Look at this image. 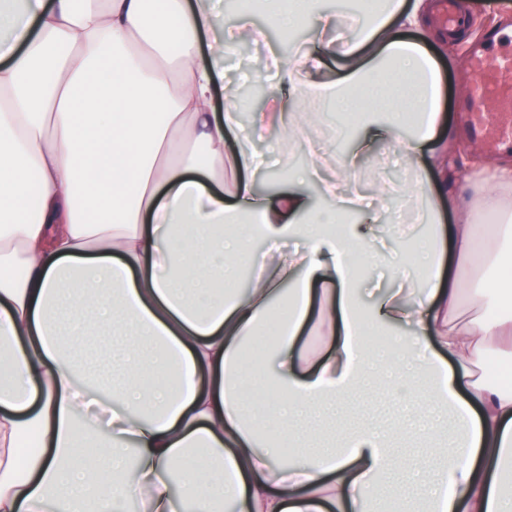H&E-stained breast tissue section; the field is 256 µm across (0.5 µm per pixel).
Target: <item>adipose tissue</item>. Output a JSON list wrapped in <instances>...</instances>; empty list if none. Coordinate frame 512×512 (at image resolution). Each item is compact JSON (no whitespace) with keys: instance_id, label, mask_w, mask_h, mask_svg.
<instances>
[{"instance_id":"1","label":"adipose tissue","mask_w":512,"mask_h":512,"mask_svg":"<svg viewBox=\"0 0 512 512\" xmlns=\"http://www.w3.org/2000/svg\"><path fill=\"white\" fill-rule=\"evenodd\" d=\"M433 7L385 0L370 23L349 15L359 36L335 81L312 85L336 112L364 116L322 186L332 212L301 173L259 194L249 174L262 157L229 145L244 135L239 111L214 100L225 57L242 36H264L249 14L221 29L215 0H0V512H116L127 500L181 512L175 473L196 512H370L383 485L407 488L416 454L395 456L374 427L321 449L309 419L345 407L373 371L386 398L410 396L412 419L446 408L459 424L425 476L428 512H512V386L484 374L512 358V313L486 318L498 290L467 271L477 258L498 264L512 239V160L473 159L468 205L438 182L414 288L370 305L357 284L381 251L378 210L338 193L384 140L411 160L429 151L447 173L457 143L436 137L443 79L423 26ZM327 66L323 50L273 55L269 70L292 90L252 113L253 133L302 139L297 71ZM404 73L419 84L406 106L359 97ZM484 218L495 226L481 241ZM283 311L281 338L244 363L245 340ZM368 330L393 338L386 358ZM415 365L431 380L419 394L405 374ZM252 376L276 392L256 397ZM96 476L112 488L93 497Z\"/></svg>"}]
</instances>
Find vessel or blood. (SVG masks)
I'll list each match as a JSON object with an SVG mask.
<instances>
[{
	"label": "vessel or blood",
	"mask_w": 512,
	"mask_h": 512,
	"mask_svg": "<svg viewBox=\"0 0 512 512\" xmlns=\"http://www.w3.org/2000/svg\"><path fill=\"white\" fill-rule=\"evenodd\" d=\"M475 79L464 122L483 145L512 146V54L484 49L471 56Z\"/></svg>",
	"instance_id": "obj_1"
}]
</instances>
